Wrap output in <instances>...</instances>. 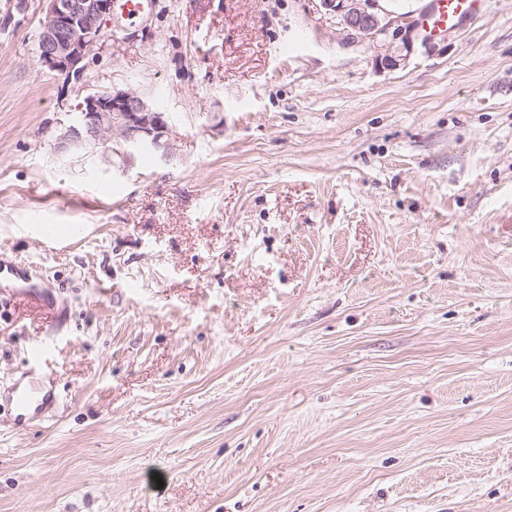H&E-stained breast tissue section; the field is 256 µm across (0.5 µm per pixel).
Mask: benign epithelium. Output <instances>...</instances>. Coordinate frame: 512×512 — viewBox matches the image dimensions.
Segmentation results:
<instances>
[{
    "instance_id": "7a95c632",
    "label": "benign epithelium",
    "mask_w": 512,
    "mask_h": 512,
    "mask_svg": "<svg viewBox=\"0 0 512 512\" xmlns=\"http://www.w3.org/2000/svg\"><path fill=\"white\" fill-rule=\"evenodd\" d=\"M46 20L39 38V58L51 70L81 80L85 61L102 48L113 16L114 0H44ZM339 19L347 39L367 41L376 49L383 69L405 64L419 37L417 25L394 16L381 0H322ZM168 123L142 95L129 90L89 94L76 105L64 138L74 145L117 144L125 149H148L168 156L164 140Z\"/></svg>"
}]
</instances>
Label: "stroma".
Masks as SVG:
<instances>
[{
	"label": "stroma",
	"instance_id": "stroma-1",
	"mask_svg": "<svg viewBox=\"0 0 512 512\" xmlns=\"http://www.w3.org/2000/svg\"><path fill=\"white\" fill-rule=\"evenodd\" d=\"M45 20L0 0V512H512V0L392 71L321 0H151L78 82ZM112 89L170 157L64 143ZM54 399L52 386L48 387L41 378L34 377L26 383L15 386L11 393V404L15 412L14 420L17 423H24L47 409Z\"/></svg>",
	"mask_w": 512,
	"mask_h": 512
}]
</instances>
